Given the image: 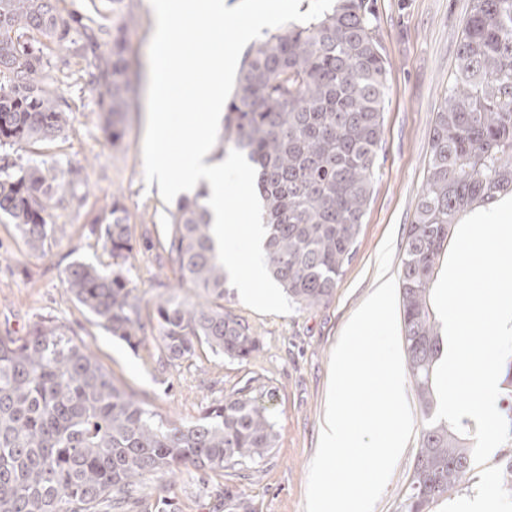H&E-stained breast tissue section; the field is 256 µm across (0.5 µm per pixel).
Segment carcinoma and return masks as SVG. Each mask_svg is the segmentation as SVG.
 <instances>
[{"label": "carcinoma", "mask_w": 512, "mask_h": 512, "mask_svg": "<svg viewBox=\"0 0 512 512\" xmlns=\"http://www.w3.org/2000/svg\"><path fill=\"white\" fill-rule=\"evenodd\" d=\"M91 54L89 83L107 112L112 141L130 111L122 28L97 54L99 31L58 0H0V145L57 139L66 113L43 73L41 41L77 40ZM389 69L370 0H339L310 22L291 23L246 53L224 106L222 142L255 166L271 277L301 308L328 303L355 252L381 149ZM75 170L59 175L35 160L0 165V219L43 254L55 240L51 201ZM512 197V0H473L448 93L436 113L427 176L400 263L406 362L420 409L419 448L397 512H432L470 480L473 448L445 420L433 423V373L446 349L431 303L448 238L462 217ZM200 193L179 201L166 231V261L178 292L153 303L149 321L125 273L133 230L118 200L100 225L106 270H66L72 297L107 332L135 347L156 333L173 364L201 350L240 361L258 340L224 310V268ZM512 423V360L502 382ZM276 424L244 388L183 422L150 409L116 382L82 341L52 320L0 336V512H133L145 481L190 467L214 473L264 462Z\"/></svg>", "instance_id": "cac0c4a2"}]
</instances>
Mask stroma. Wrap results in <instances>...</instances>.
<instances>
[{"label":"stroma","instance_id":"1","mask_svg":"<svg viewBox=\"0 0 512 512\" xmlns=\"http://www.w3.org/2000/svg\"><path fill=\"white\" fill-rule=\"evenodd\" d=\"M376 36L390 71L379 174L366 208L356 252L323 306L293 309L287 315L260 314L246 306L236 288L224 293V308L248 324L259 347L244 361L204 351L177 366H161L155 342L138 346L112 337L67 292L64 271L73 262L105 267L111 262L96 230L98 218L113 201L125 207L134 232L126 264L143 307H151L174 278L162 262V245L175 203L144 178L143 138L147 119L149 45L154 22L144 0H62L66 11L93 21L112 45L123 28L128 47L133 107L125 134L113 142L98 95L87 82L81 53L48 48L46 75L68 115L55 141L35 147L0 146V158L26 164L36 159L58 169H78V180L59 190L52 211L56 240L46 254L30 253L15 225L0 223V336L25 334L34 323L52 319L84 340L100 364L139 393L158 413L190 422L214 402L246 386L272 392L265 404L279 432L272 455L259 467L232 476L211 472L182 475L175 483L147 480L140 512H228L225 490L244 501L249 512H304L308 473L325 414L330 357L359 305L381 281L398 276L406 229L414 219L425 180L429 142L456 63L457 47L471 0H371ZM133 25H125L126 17ZM507 446H499L484 466L475 468L468 486L441 499L433 512H459L461 502L493 489L501 512H512V498L498 478Z\"/></svg>","mask_w":512,"mask_h":512}]
</instances>
